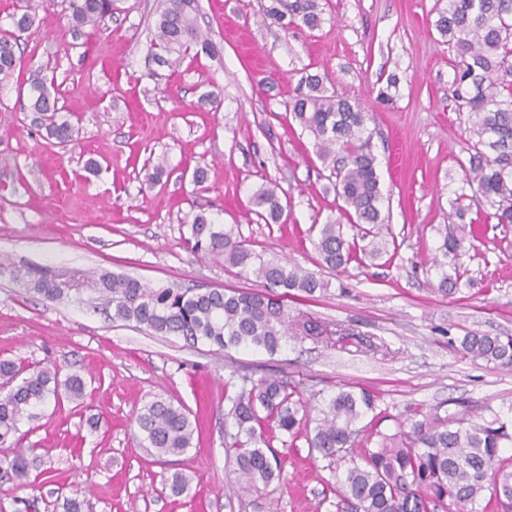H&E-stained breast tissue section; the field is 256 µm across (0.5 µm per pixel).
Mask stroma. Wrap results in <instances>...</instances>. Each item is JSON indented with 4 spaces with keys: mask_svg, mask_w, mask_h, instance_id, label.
Instances as JSON below:
<instances>
[{
    "mask_svg": "<svg viewBox=\"0 0 512 512\" xmlns=\"http://www.w3.org/2000/svg\"><path fill=\"white\" fill-rule=\"evenodd\" d=\"M321 2L319 28L287 31L263 19L269 0H198L217 51H198L175 72L147 58L157 0H117L111 20L78 36L46 2L22 35L19 69L53 76L75 135L65 146L47 139L19 82H0V260L11 266L0 274V360L80 372L88 406L49 403L23 423L19 445L52 481L36 490L0 483V512H57V498L76 489L83 512H337L335 474L302 438L274 441L287 459L280 480L240 489L225 414L246 380L283 379L314 406L344 385L368 389L390 414L385 431L419 405L477 423L512 405V369L460 350L470 332L512 336V224L469 195L467 115L451 93L457 56L435 27L448 2ZM306 73L327 74L328 89L369 115L393 257L339 272L321 262L315 227L340 215L311 138L284 110ZM216 88L220 98L209 101ZM162 155L167 170L148 185ZM199 166L208 172L202 184L193 180ZM269 181L288 205L286 223L255 213L252 196ZM200 212L238 229L264 258L328 280L318 300L289 297L288 315L350 339L327 346L294 329L272 355L193 347L112 321L93 288L104 273L153 286L257 289L223 260L192 251L188 226ZM456 213L477 238L449 257L467 284L445 297L432 257L439 225ZM29 268L76 288L64 301L47 299L17 278ZM159 397L183 403L199 429L193 447L167 463L131 429ZM176 471L191 478L189 495L163 492Z\"/></svg>",
    "mask_w": 512,
    "mask_h": 512,
    "instance_id": "obj_1",
    "label": "stroma"
}]
</instances>
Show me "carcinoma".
<instances>
[{
  "instance_id": "cac0c4a2",
  "label": "carcinoma",
  "mask_w": 512,
  "mask_h": 512,
  "mask_svg": "<svg viewBox=\"0 0 512 512\" xmlns=\"http://www.w3.org/2000/svg\"><path fill=\"white\" fill-rule=\"evenodd\" d=\"M74 33L95 29L114 14L115 0H60ZM198 0H162L155 19L149 57L159 67L176 70L200 44L212 41L198 24ZM319 0H270L264 17L283 27H318L322 21ZM36 15L28 4L10 16L11 28L0 29V77L8 79L17 68L16 48L30 31ZM439 33L457 52L453 99L468 113L472 138L467 151L471 181L495 209L500 224H512V0H448L436 20ZM285 111L314 141L316 153L335 179L340 211L358 227L364 245L347 241L340 225L319 228L314 242L323 263L343 270L363 257L386 252L379 240L383 193L376 156L367 135L368 114L350 100L331 92L319 74L302 76ZM31 112L40 127L60 143L73 140L74 126L58 120L54 80L38 76L29 83ZM258 215L267 224L288 219L273 183L254 194ZM188 242L198 253L222 258L239 268V275L254 276L261 291L154 287L123 275L104 274L95 291L114 321L133 323L156 335L178 336L189 345L204 343L219 350L239 347L276 353L288 338L285 301L289 295L315 300L328 283L286 261L265 260L234 229H219L203 213L194 215ZM438 252L443 257L473 246L474 230L465 233L455 224L437 229ZM28 278L34 292L51 300L67 297L70 286L42 271L15 272ZM461 273L443 270L435 292H457ZM464 355L502 368H512V336L470 332L460 342ZM83 377L73 372L60 379L55 366L24 368L11 360L0 361V447L18 443L23 421L49 401L66 399L81 405ZM228 416L236 433L230 447L239 475L250 490L267 486L281 476L285 459L272 443L277 433L292 440L303 438L311 450L336 471V497L351 512H512V407L503 414L492 410L480 423L464 414L416 408L397 423L393 433L378 424L388 414L378 409L379 397L361 388H340L320 410L307 417L306 405L296 390L278 378H262L241 387L229 398ZM140 442L160 459L176 457L193 447L197 423L182 404L157 399L135 418ZM31 463L23 452L0 454V479L20 485L49 482L46 471L30 479ZM190 480L176 472L164 484L174 496L189 491Z\"/></svg>"
}]
</instances>
